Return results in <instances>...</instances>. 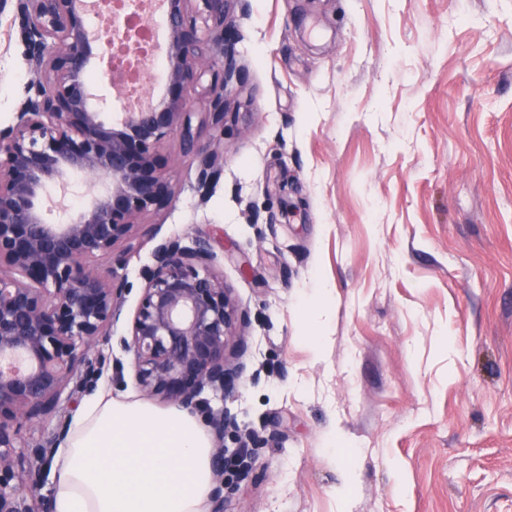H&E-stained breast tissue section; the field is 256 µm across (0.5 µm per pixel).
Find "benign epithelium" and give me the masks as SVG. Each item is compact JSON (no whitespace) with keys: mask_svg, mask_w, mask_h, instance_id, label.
I'll use <instances>...</instances> for the list:
<instances>
[{"mask_svg":"<svg viewBox=\"0 0 512 512\" xmlns=\"http://www.w3.org/2000/svg\"><path fill=\"white\" fill-rule=\"evenodd\" d=\"M167 94L130 100L125 70L113 65L108 30L89 23L88 0H0L19 18L30 79L18 121L0 128V512H52L42 494L56 448L67 437L80 397L107 364L96 350L112 341L126 295L117 280L138 218L169 194L153 148L180 137L198 161L206 200L221 175L220 146L192 131L187 100L214 95L212 124L224 125L225 93L239 79L232 0H162ZM224 46L220 84H204L205 47ZM116 90L119 109L91 91L90 74ZM85 174L102 188L79 211L42 203L51 185ZM209 237L186 245L160 239L141 272L138 303L117 345L132 357L141 391L204 410L215 439L210 512H224L240 471L258 459L260 437L242 440L230 411L209 398L234 393L246 370L226 350L248 322L214 272ZM52 421L37 440L24 432ZM238 449L228 452L225 437Z\"/></svg>","mask_w":512,"mask_h":512,"instance_id":"7a95c632","label":"benign epithelium"}]
</instances>
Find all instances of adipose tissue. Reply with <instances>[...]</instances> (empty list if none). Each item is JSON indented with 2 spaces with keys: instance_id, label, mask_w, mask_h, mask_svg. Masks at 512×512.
Instances as JSON below:
<instances>
[{
  "instance_id": "obj_1",
  "label": "adipose tissue",
  "mask_w": 512,
  "mask_h": 512,
  "mask_svg": "<svg viewBox=\"0 0 512 512\" xmlns=\"http://www.w3.org/2000/svg\"><path fill=\"white\" fill-rule=\"evenodd\" d=\"M52 512H207L213 447L198 415L103 391L52 463Z\"/></svg>"
}]
</instances>
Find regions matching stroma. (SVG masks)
<instances>
[{
    "mask_svg": "<svg viewBox=\"0 0 512 512\" xmlns=\"http://www.w3.org/2000/svg\"><path fill=\"white\" fill-rule=\"evenodd\" d=\"M208 200L178 138L156 238L207 233L250 322L224 405L262 438L224 512H512V0H234ZM29 80L0 15V128ZM329 318L310 322L319 289ZM342 435L363 460L334 493Z\"/></svg>",
    "mask_w": 512,
    "mask_h": 512,
    "instance_id": "1",
    "label": "stroma"
}]
</instances>
